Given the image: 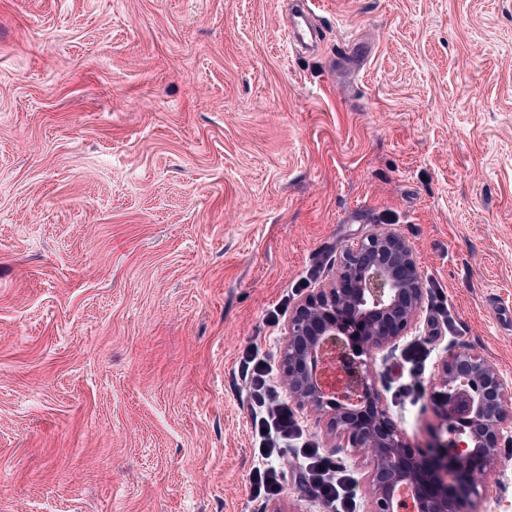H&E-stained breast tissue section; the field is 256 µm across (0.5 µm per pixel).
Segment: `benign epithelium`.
I'll return each mask as SVG.
<instances>
[{"label":"benign epithelium","instance_id":"1","mask_svg":"<svg viewBox=\"0 0 512 512\" xmlns=\"http://www.w3.org/2000/svg\"><path fill=\"white\" fill-rule=\"evenodd\" d=\"M423 303L412 245L374 231L344 251L336 281L300 302L285 329L280 370L288 399L363 456L368 512H469L496 479L499 448L512 430V381L470 348L437 366L428 400L438 424L424 444L410 443L391 418L372 361L416 328ZM331 344L349 385L323 382Z\"/></svg>","mask_w":512,"mask_h":512}]
</instances>
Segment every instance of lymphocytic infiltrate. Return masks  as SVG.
Here are the masks:
<instances>
[{
	"label": "lymphocytic infiltrate",
	"mask_w": 512,
	"mask_h": 512,
	"mask_svg": "<svg viewBox=\"0 0 512 512\" xmlns=\"http://www.w3.org/2000/svg\"><path fill=\"white\" fill-rule=\"evenodd\" d=\"M243 368L252 398L255 445L262 464L253 476L257 496L271 498L283 489L287 455L303 466V477L325 512H355L356 490L352 473L334 456L318 448L301 423L274 378L272 367L254 355H247Z\"/></svg>",
	"instance_id": "f902f5d3"
}]
</instances>
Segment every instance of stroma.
I'll return each instance as SVG.
<instances>
[{"label":"stroma","instance_id":"obj_1","mask_svg":"<svg viewBox=\"0 0 512 512\" xmlns=\"http://www.w3.org/2000/svg\"><path fill=\"white\" fill-rule=\"evenodd\" d=\"M287 2L0 0V512H265L239 361L377 230L425 289L372 365L411 441V344L512 381V0H316L314 52ZM285 465L282 512H322ZM500 469L476 512H512Z\"/></svg>","mask_w":512,"mask_h":512}]
</instances>
